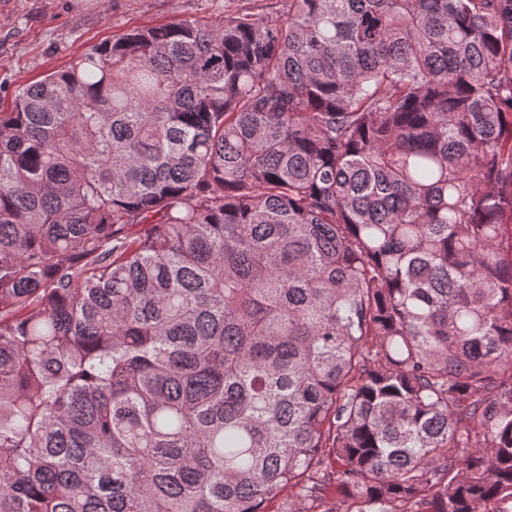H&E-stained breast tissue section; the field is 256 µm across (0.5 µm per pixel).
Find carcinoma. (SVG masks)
<instances>
[{
    "label": "carcinoma",
    "instance_id": "obj_1",
    "mask_svg": "<svg viewBox=\"0 0 512 512\" xmlns=\"http://www.w3.org/2000/svg\"><path fill=\"white\" fill-rule=\"evenodd\" d=\"M512 512V0L137 28L0 111V512Z\"/></svg>",
    "mask_w": 512,
    "mask_h": 512
}]
</instances>
